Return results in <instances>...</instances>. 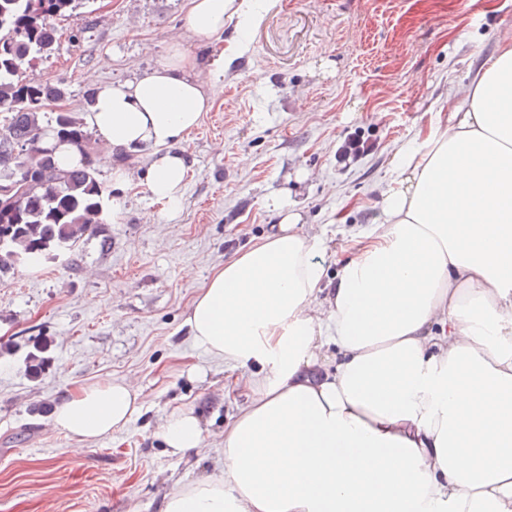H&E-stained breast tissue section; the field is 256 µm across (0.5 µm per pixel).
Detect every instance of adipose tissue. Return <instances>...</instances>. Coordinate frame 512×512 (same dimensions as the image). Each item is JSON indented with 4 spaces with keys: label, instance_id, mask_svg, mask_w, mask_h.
Instances as JSON below:
<instances>
[{
    "label": "adipose tissue",
    "instance_id": "1",
    "mask_svg": "<svg viewBox=\"0 0 512 512\" xmlns=\"http://www.w3.org/2000/svg\"><path fill=\"white\" fill-rule=\"evenodd\" d=\"M269 0H190L163 63L96 83L83 120L113 153L145 151L150 196L180 212L189 168L174 144L213 106ZM275 232L225 261L192 302L195 344L245 400L224 424V470L172 487L162 512H512V40L465 95L397 153L373 224L335 275L326 243L272 198ZM127 380L67 396L54 423L77 444L142 411ZM174 455L206 454L189 409L157 429Z\"/></svg>",
    "mask_w": 512,
    "mask_h": 512
}]
</instances>
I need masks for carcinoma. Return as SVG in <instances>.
Masks as SVG:
<instances>
[{
	"mask_svg": "<svg viewBox=\"0 0 512 512\" xmlns=\"http://www.w3.org/2000/svg\"><path fill=\"white\" fill-rule=\"evenodd\" d=\"M82 0H0V278L43 263L45 252H72L101 232L111 193L91 160V136L74 113L45 109L63 101L56 83L23 77L39 55L56 51L55 20L75 17ZM75 148L80 160L62 167L47 133ZM42 340L25 358L36 379L49 362Z\"/></svg>",
	"mask_w": 512,
	"mask_h": 512,
	"instance_id": "cac0c4a2",
	"label": "carcinoma"
}]
</instances>
